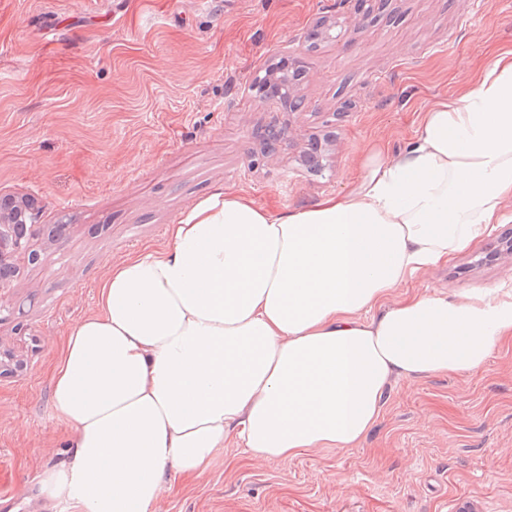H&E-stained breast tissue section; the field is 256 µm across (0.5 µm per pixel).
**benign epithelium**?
Segmentation results:
<instances>
[{
    "mask_svg": "<svg viewBox=\"0 0 512 512\" xmlns=\"http://www.w3.org/2000/svg\"><path fill=\"white\" fill-rule=\"evenodd\" d=\"M352 20V15L344 13L331 20H323L308 34L310 38H321L339 42L342 38V20ZM279 71L270 69L264 75H257L251 82L250 90L262 100H283ZM285 132L268 126L259 132L268 155L276 153V145ZM41 227L37 224V213L31 204H20L13 197H0V288H9L20 273L19 262L30 265L39 262L40 252L34 248Z\"/></svg>",
    "mask_w": 512,
    "mask_h": 512,
    "instance_id": "7a95c632",
    "label": "benign epithelium"
}]
</instances>
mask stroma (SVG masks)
I'll list each match as a JSON object with an SVG mask.
<instances>
[{
	"label": "stroma",
	"instance_id": "stroma-1",
	"mask_svg": "<svg viewBox=\"0 0 512 512\" xmlns=\"http://www.w3.org/2000/svg\"><path fill=\"white\" fill-rule=\"evenodd\" d=\"M339 0H0V196L27 198L48 233L0 303V512H43L41 471L68 425L53 375L69 329L98 309L113 263L164 248L217 190L285 212L354 188L374 143L413 141L427 109L512 50V0H390L341 42L305 36ZM292 55L297 111L248 85ZM287 137L275 158L258 130ZM62 233H55L57 224ZM503 225L388 298L512 288ZM512 512V339L473 374L395 380L351 448L283 462L219 449L177 474L158 512Z\"/></svg>",
	"mask_w": 512,
	"mask_h": 512
}]
</instances>
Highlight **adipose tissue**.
I'll return each mask as SVG.
<instances>
[{
  "label": "adipose tissue",
  "mask_w": 512,
  "mask_h": 512,
  "mask_svg": "<svg viewBox=\"0 0 512 512\" xmlns=\"http://www.w3.org/2000/svg\"><path fill=\"white\" fill-rule=\"evenodd\" d=\"M362 168L348 194L282 213L217 192L164 249L113 263L53 377L69 435L39 476L46 512H156L170 471L204 473L224 447L287 461L353 446L396 379L484 365L512 333V291L387 299L512 197V51Z\"/></svg>",
  "instance_id": "obj_1"
}]
</instances>
